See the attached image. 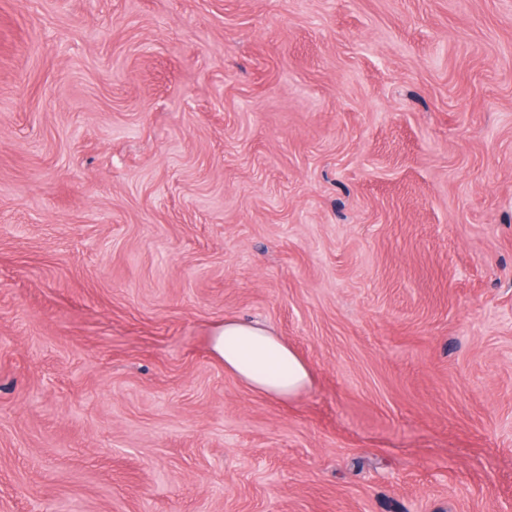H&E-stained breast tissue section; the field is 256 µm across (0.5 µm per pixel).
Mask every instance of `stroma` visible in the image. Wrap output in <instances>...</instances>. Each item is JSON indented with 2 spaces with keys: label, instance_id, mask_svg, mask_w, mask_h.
Wrapping results in <instances>:
<instances>
[{
  "label": "stroma",
  "instance_id": "35a3bbf8",
  "mask_svg": "<svg viewBox=\"0 0 512 512\" xmlns=\"http://www.w3.org/2000/svg\"><path fill=\"white\" fill-rule=\"evenodd\" d=\"M74 490L512 512V0H0V512ZM211 350L226 372L268 398L293 399L313 382L311 368L288 341L257 321L224 319L213 330Z\"/></svg>",
  "mask_w": 512,
  "mask_h": 512
}]
</instances>
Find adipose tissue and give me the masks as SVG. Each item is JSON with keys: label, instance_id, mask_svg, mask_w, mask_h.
I'll return each mask as SVG.
<instances>
[{"label": "adipose tissue", "instance_id": "adipose-tissue-1", "mask_svg": "<svg viewBox=\"0 0 512 512\" xmlns=\"http://www.w3.org/2000/svg\"><path fill=\"white\" fill-rule=\"evenodd\" d=\"M211 350L226 372L275 400L293 399L313 382L311 368L287 340L257 321L225 319L212 333Z\"/></svg>", "mask_w": 512, "mask_h": 512}]
</instances>
